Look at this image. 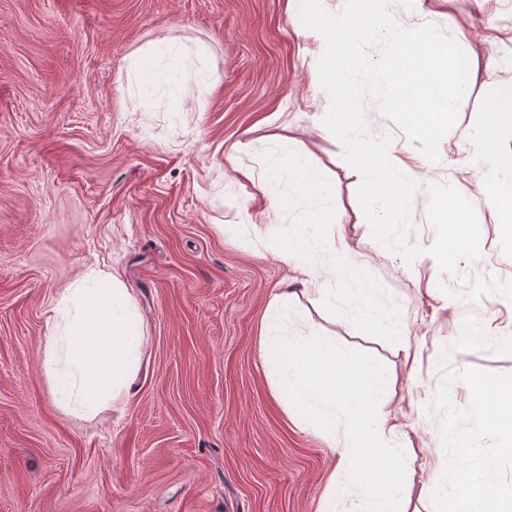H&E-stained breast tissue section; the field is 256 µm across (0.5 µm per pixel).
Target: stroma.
I'll use <instances>...</instances> for the list:
<instances>
[{
    "instance_id": "obj_1",
    "label": "stroma",
    "mask_w": 512,
    "mask_h": 512,
    "mask_svg": "<svg viewBox=\"0 0 512 512\" xmlns=\"http://www.w3.org/2000/svg\"><path fill=\"white\" fill-rule=\"evenodd\" d=\"M403 28L440 27L470 62L469 94L419 180L413 263L376 241L360 174L318 116L312 42L286 0H0V512H319L335 463L320 433L283 410L260 357L273 294L299 290L307 323L378 359L385 410L415 452L468 423L473 386L512 415V344L449 350L471 325L512 332V218L491 212L474 168L486 129L512 157V0H389ZM155 42L175 51L141 79L129 63ZM181 45H200L202 61ZM365 130L411 140L372 100ZM301 154L336 190L343 247L403 305L416 360L329 314L301 291L269 241L291 214L268 208L261 171L273 143ZM473 203L480 257L441 272L428 249L431 184ZM119 276L143 317L142 360L116 405L69 412L52 395L49 318L86 273Z\"/></svg>"
}]
</instances>
